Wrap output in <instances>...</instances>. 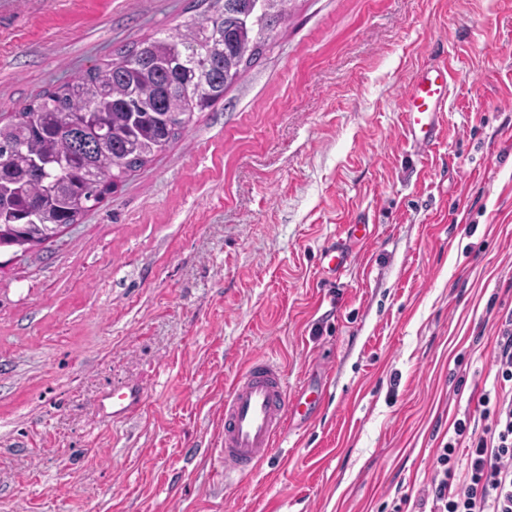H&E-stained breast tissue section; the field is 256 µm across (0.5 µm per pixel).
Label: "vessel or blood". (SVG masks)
Returning <instances> with one entry per match:
<instances>
[{
    "instance_id": "vessel-or-blood-1",
    "label": "vessel or blood",
    "mask_w": 512,
    "mask_h": 512,
    "mask_svg": "<svg viewBox=\"0 0 512 512\" xmlns=\"http://www.w3.org/2000/svg\"><path fill=\"white\" fill-rule=\"evenodd\" d=\"M452 76L445 64H427L417 70L404 102L406 141L417 152L430 150L438 141L443 109L448 101ZM367 225L348 224L327 245L322 255L329 273L337 275L350 263L352 240L365 237ZM143 391L123 387L107 393L101 401L112 418L123 419L142 404ZM321 396L304 391L288 394V374L278 363L258 357L224 398V435L213 451L214 464L224 477H244L266 459L291 421L309 415Z\"/></svg>"
}]
</instances>
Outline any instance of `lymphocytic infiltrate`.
Segmentation results:
<instances>
[{"instance_id": "obj_1", "label": "lymphocytic infiltrate", "mask_w": 512, "mask_h": 512, "mask_svg": "<svg viewBox=\"0 0 512 512\" xmlns=\"http://www.w3.org/2000/svg\"><path fill=\"white\" fill-rule=\"evenodd\" d=\"M493 365L495 385L480 398L479 422L454 420L430 484L401 505L417 512H512V315L495 340Z\"/></svg>"}]
</instances>
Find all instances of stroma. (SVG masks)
<instances>
[{
    "instance_id": "1",
    "label": "stroma",
    "mask_w": 512,
    "mask_h": 512,
    "mask_svg": "<svg viewBox=\"0 0 512 512\" xmlns=\"http://www.w3.org/2000/svg\"><path fill=\"white\" fill-rule=\"evenodd\" d=\"M0 0V114L197 14ZM454 72L438 144L415 70ZM367 224L340 280L321 253ZM512 312V0H292L263 56L53 240L0 253V512H394L480 413ZM267 356L324 385L249 476L210 460ZM141 408L115 421L101 397ZM451 73L444 63L427 64L417 70L403 102L406 141L419 153L438 141L443 122ZM143 390L137 387H123L107 393L101 406L112 419H123L136 411L142 404Z\"/></svg>"
}]
</instances>
